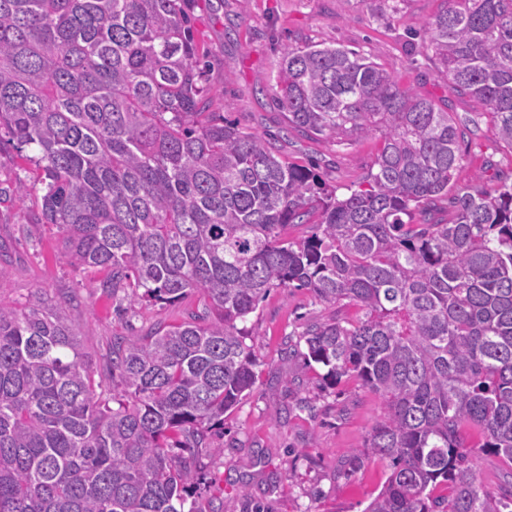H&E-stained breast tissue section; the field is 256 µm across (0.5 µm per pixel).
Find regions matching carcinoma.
Wrapping results in <instances>:
<instances>
[{"mask_svg":"<svg viewBox=\"0 0 512 512\" xmlns=\"http://www.w3.org/2000/svg\"><path fill=\"white\" fill-rule=\"evenodd\" d=\"M198 0H0V131L36 151L37 224L122 306L203 300V315L114 336L112 391L42 289L0 303V512H194V449L256 381L244 323L274 288L352 304L305 324L293 352L383 402L367 451L390 474L364 512H505L512 489V183L456 186L464 131L363 54L288 46V125L380 140L338 196L209 111L190 30ZM426 25L448 91L483 102L512 150V0H444ZM448 202V217L437 218ZM289 227L304 228L288 238ZM448 495H434L439 486ZM479 476L481 480L492 488L503 485V475L505 468L498 459L483 455L478 459Z\"/></svg>","mask_w":512,"mask_h":512,"instance_id":"1","label":"carcinoma"}]
</instances>
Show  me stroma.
<instances>
[{"label": "stroma", "instance_id": "1", "mask_svg": "<svg viewBox=\"0 0 512 512\" xmlns=\"http://www.w3.org/2000/svg\"><path fill=\"white\" fill-rule=\"evenodd\" d=\"M443 0H399L380 15L374 0H213L195 8L192 31L207 54L211 109L245 132L261 135L283 160L314 167L338 195L362 180L380 148L379 141L342 144L286 128L275 102V76L282 51L305 42L342 45L368 56L402 86L433 100L445 112L473 118L464 134L465 159L456 182L470 184L484 172L485 188L512 182V152L492 134L487 107L449 93L422 35ZM42 172L10 145L0 146V302L13 304L45 289L61 305L80 334L97 372H105L113 337L140 334L152 324L179 323L201 312L197 298L166 309L139 303L118 318L112 300L98 284L103 273H89L63 256L60 236L33 223L40 209ZM31 188L24 199L11 196L17 182ZM349 320L357 307L338 311L318 304L312 294L275 288L260 302L247 325L260 364L251 394L224 416V432L213 448L196 452L201 480L191 499L197 512H363L383 488L389 471L371 459L351 477L337 478L336 467L363 450L383 412L381 400L353 378L326 388L322 365L286 355L284 338L298 334L312 318L331 314Z\"/></svg>", "mask_w": 512, "mask_h": 512}]
</instances>
